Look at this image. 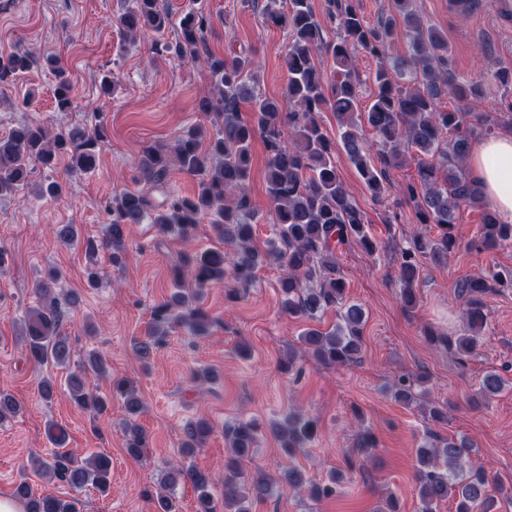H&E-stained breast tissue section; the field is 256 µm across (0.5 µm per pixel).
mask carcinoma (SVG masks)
Returning a JSON list of instances; mask_svg holds the SVG:
<instances>
[{
	"label": "carcinoma",
	"instance_id": "cac0c4a2",
	"mask_svg": "<svg viewBox=\"0 0 512 512\" xmlns=\"http://www.w3.org/2000/svg\"><path fill=\"white\" fill-rule=\"evenodd\" d=\"M394 15L374 28L364 20L359 0H330L329 17L337 22L339 35L325 43L314 19L310 0H266L267 20L292 32L285 56L288 82L285 96L291 109L283 111L280 100L256 90L254 61L247 54L224 58L212 52L207 41L211 19L204 10L192 9L178 18L161 6L160 0H127L118 17L123 39H135L151 32L154 46L184 62H200L209 70L215 94L199 101L201 112L214 113V129L192 126L181 132L166 149L142 148L136 164V180L159 189L172 167L198 177V190L190 196L162 192L157 201L139 190H122L107 202L110 217L101 238L83 237L75 224H55L53 237L65 247L80 245L90 259L86 272L89 287L100 279L97 255L108 252L115 267L125 265L127 229L131 224H153L162 237L190 241L201 220L212 218L213 234L230 246L179 254L171 267L174 291L152 313L144 339L133 342L134 355L147 365L162 347L171 329L185 328L198 338L208 336L213 321L200 300L205 288L229 278L236 287L225 294L234 302L238 288L251 285L259 267L271 263L282 270L278 280L281 310L306 322H318L330 311L336 323L329 329H304L299 347L281 364L292 372L297 364L312 361L324 367H343L360 361L363 347L365 311L347 300L346 284L338 262L339 248L357 241L369 253L378 250L377 240L367 230L363 213L343 184L336 167V142L323 131L319 114L331 109L336 114L341 146L365 182L374 200L385 201V169L402 167L409 150L422 154L418 161V182L409 183L405 197L419 224H432L437 234L416 232L400 248L397 258L400 299L411 311L419 303L418 284L422 260L443 263L460 247L454 233L455 213L463 205L481 206V224L469 249L493 251L512 246V224L498 222L493 207L486 203L475 179L466 168L476 130H491L494 120L465 104L477 100L478 87L457 83L448 55V39L432 25H426L414 8V0H393ZM175 29L178 39L166 40ZM409 44L408 55L392 63L386 61L387 45L398 29ZM324 51L336 65L331 88H325L314 55ZM377 60L370 75L376 87L369 107L358 109L357 52ZM32 57L18 48L0 55V84L15 80L31 68ZM56 77L54 98L57 110L72 108L73 85L56 58L46 59ZM449 95L462 103L452 111L439 106V97ZM247 104L255 114L248 122L240 106ZM370 126L380 146V165H375L370 145L358 134L359 123ZM261 138L266 151V184L274 209L275 237L261 251L255 244L258 214L251 210L246 186L252 169V145ZM107 140L104 125L90 130L74 124L51 134L43 124L24 123L0 137V197H8L31 187V165L38 163L54 170L59 159L68 158L67 171L88 172L96 167ZM465 298L463 333L445 335L428 328V342L454 350L459 359L473 356L481 344L488 319L486 297L512 288V269H493L457 285ZM40 304L27 310L19 323V336L26 359L35 366H64L71 361L69 337L62 332L64 308L75 309L77 293L62 294L61 275L51 269L35 288ZM107 373L105 360L91 352L79 371L67 378L70 399L98 417L109 413L112 400L97 392L94 381ZM503 389L496 371L483 374L474 404L486 401ZM391 397L408 406L425 395L416 390L413 379L401 375L388 387ZM112 394L122 399L125 414V448L138 459L148 447L145 430L137 423L143 403L136 389L125 379H112ZM21 411L13 395L0 391V424ZM282 454L290 459L276 478L262 469L248 470L244 462L257 441L258 425L242 420L224 429L227 454L224 457V508L228 512H251L252 504L274 496L276 491L305 492L318 502L337 496L346 482L345 471L356 466L354 456L346 458V470H336L320 482L307 478L291 463L310 447L317 434L312 417L288 413L270 426ZM212 427L204 420L185 424L179 448L180 459L160 476L150 496L153 512H178L176 488L191 484L197 492L195 512H217L209 492L211 475L188 464L206 444ZM472 441L428 433L416 450L415 480L421 512H436L452 495L455 512H491L496 496L504 488L489 478L481 467L469 464ZM43 474L77 491L92 488L102 495L111 487V462L103 455L78 458L58 451L52 461L40 464ZM14 497L25 512H79V500L67 501L38 495L21 481Z\"/></svg>",
	"mask_w": 512,
	"mask_h": 512
}]
</instances>
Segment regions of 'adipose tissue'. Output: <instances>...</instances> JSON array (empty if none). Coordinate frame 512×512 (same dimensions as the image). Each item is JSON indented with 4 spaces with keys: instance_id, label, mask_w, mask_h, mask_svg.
Listing matches in <instances>:
<instances>
[{
    "instance_id": "1",
    "label": "adipose tissue",
    "mask_w": 512,
    "mask_h": 512,
    "mask_svg": "<svg viewBox=\"0 0 512 512\" xmlns=\"http://www.w3.org/2000/svg\"><path fill=\"white\" fill-rule=\"evenodd\" d=\"M473 177L501 223H512V133L481 139L468 156Z\"/></svg>"
}]
</instances>
